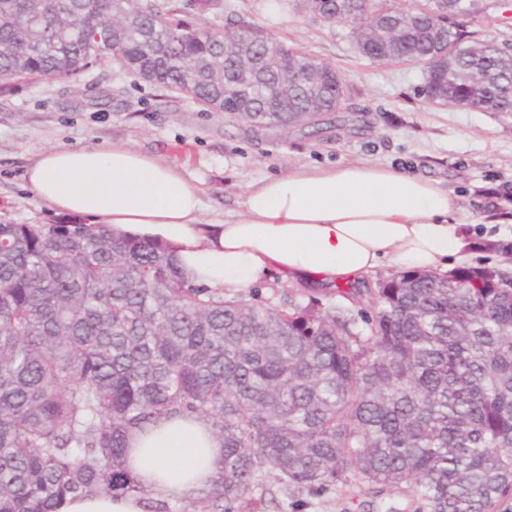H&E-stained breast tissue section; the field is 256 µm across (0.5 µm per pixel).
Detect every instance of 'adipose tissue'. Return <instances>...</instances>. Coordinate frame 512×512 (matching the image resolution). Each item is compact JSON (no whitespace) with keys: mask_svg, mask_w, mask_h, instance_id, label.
Masks as SVG:
<instances>
[{"mask_svg":"<svg viewBox=\"0 0 512 512\" xmlns=\"http://www.w3.org/2000/svg\"><path fill=\"white\" fill-rule=\"evenodd\" d=\"M37 198L129 238L170 247L196 284L227 295L270 273L283 281L345 286L382 264L403 271L448 270L483 250L488 235L451 191L434 181L366 163L300 168L249 188L237 210L204 222L200 184L175 166L121 145L42 153L27 169ZM128 468L157 496L179 500L210 484L222 459L205 422L175 417L135 432ZM139 494L70 497L60 512H150Z\"/></svg>","mask_w":512,"mask_h":512,"instance_id":"obj_1","label":"adipose tissue"}]
</instances>
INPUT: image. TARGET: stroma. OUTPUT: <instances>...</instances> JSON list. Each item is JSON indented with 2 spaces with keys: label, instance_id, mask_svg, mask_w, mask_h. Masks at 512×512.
I'll use <instances>...</instances> for the list:
<instances>
[{
  "label": "stroma",
  "instance_id": "1",
  "mask_svg": "<svg viewBox=\"0 0 512 512\" xmlns=\"http://www.w3.org/2000/svg\"><path fill=\"white\" fill-rule=\"evenodd\" d=\"M244 16L278 42L334 66L350 87L343 122L320 130L275 126L257 130L222 112H210L120 69L98 64L81 83L63 78L19 81L0 94V221L73 224L33 195L27 168L45 150L76 145H123L178 166L201 185L203 217L223 218L249 186L295 167L349 163L397 167L452 191L461 208L480 216L493 193L512 185V114L459 111L432 105L416 66L378 64L360 55L343 25H321L292 5L268 0H223L218 10L190 15L193 28H223ZM469 29L476 38L512 50V25L495 0H486ZM405 503L370 495L353 480L320 497L297 501L268 495L264 512H388Z\"/></svg>",
  "mask_w": 512,
  "mask_h": 512
}]
</instances>
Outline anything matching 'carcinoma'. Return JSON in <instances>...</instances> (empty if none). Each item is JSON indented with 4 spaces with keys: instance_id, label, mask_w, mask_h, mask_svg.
Listing matches in <instances>:
<instances>
[{
    "instance_id": "cac0c4a2",
    "label": "carcinoma",
    "mask_w": 512,
    "mask_h": 512,
    "mask_svg": "<svg viewBox=\"0 0 512 512\" xmlns=\"http://www.w3.org/2000/svg\"><path fill=\"white\" fill-rule=\"evenodd\" d=\"M221 2L0 0V94L19 79L76 82L110 59L250 124L287 130L345 111L331 65L286 45L266 53L242 17L224 42L186 20ZM345 2L296 7L349 26L373 61L421 66L432 104L512 112V53L468 34L472 0L435 33L425 0H368L357 23ZM250 56L261 66L243 87L235 75ZM288 65L310 67L312 82L281 112ZM363 294L369 316L336 304ZM172 416L206 422L224 459L208 487L153 512H255L269 476L287 494L357 478L410 512H499L512 502L509 275L403 271L373 287L226 296L192 282L163 245L82 224H0V512L145 493L128 438Z\"/></svg>"
}]
</instances>
